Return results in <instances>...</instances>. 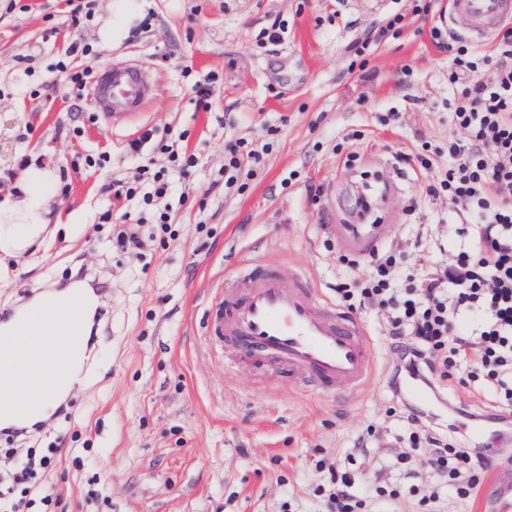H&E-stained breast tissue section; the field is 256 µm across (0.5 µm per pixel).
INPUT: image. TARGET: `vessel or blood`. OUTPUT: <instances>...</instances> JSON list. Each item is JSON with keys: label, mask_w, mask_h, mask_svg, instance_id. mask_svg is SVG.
Returning a JSON list of instances; mask_svg holds the SVG:
<instances>
[{"label": "vessel or blood", "mask_w": 512, "mask_h": 512, "mask_svg": "<svg viewBox=\"0 0 512 512\" xmlns=\"http://www.w3.org/2000/svg\"><path fill=\"white\" fill-rule=\"evenodd\" d=\"M512 19V0H452L448 23L472 39L490 38ZM152 95L151 73L143 65L97 68L90 101L108 124L138 118ZM331 230L341 245L356 253L373 250L382 240L380 224H335ZM302 270L293 265L249 267L230 288L208 301L204 329L213 339L229 337L239 355L253 364L277 362L317 390L343 383L349 396L365 390L374 369L364 326L344 317L333 304L317 298ZM34 317L29 310L0 312V384L15 385L33 368L23 355L25 332ZM39 336L48 349L66 348L79 354L85 336L82 319L53 320ZM46 405L41 394L16 403L0 402V425L21 426L38 419Z\"/></svg>", "instance_id": "1"}]
</instances>
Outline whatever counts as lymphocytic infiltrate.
I'll use <instances>...</instances> for the list:
<instances>
[{"label":"lymphocytic infiltrate","mask_w":512,"mask_h":512,"mask_svg":"<svg viewBox=\"0 0 512 512\" xmlns=\"http://www.w3.org/2000/svg\"><path fill=\"white\" fill-rule=\"evenodd\" d=\"M434 39L446 43L458 64L448 75L456 89L452 123L466 139L449 138L447 150L422 145L400 155L425 179L426 196L447 198L445 240L432 251L447 261L411 263L409 255L387 250L373 257L358 278L337 281L338 302L348 310L379 308L385 334L396 355L389 391L410 429L409 444H427L429 468L442 477L458 471L478 487L488 459L448 442L408 401L407 380L445 392L449 378L494 401L490 423L512 432V28L501 29L490 52L476 51L460 35L437 25ZM94 53L73 38L56 64L73 111H81L95 78ZM168 156V166L149 172V192L116 179L101 187L114 200L170 194L174 172L196 167L195 154L174 150L145 131L128 144L141 154L145 145Z\"/></svg>","instance_id":"f902f5d3"}]
</instances>
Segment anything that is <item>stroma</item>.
Here are the masks:
<instances>
[{
  "mask_svg": "<svg viewBox=\"0 0 512 512\" xmlns=\"http://www.w3.org/2000/svg\"><path fill=\"white\" fill-rule=\"evenodd\" d=\"M24 2L11 11L0 0V177L25 156L54 172L56 192L42 244L0 273V309L67 281L79 261L107 288L98 342L68 392L69 419L17 449L0 442V480L27 449L61 437L68 447L32 483L13 486L11 502H28V512H44L46 495L56 512H324L325 469L334 466L349 472L365 512H490L495 499L512 512V477L484 475L461 495L428 469L423 446L410 470L392 468L405 426L386 390L395 355L376 315L360 317L375 372L354 401L312 390L281 365L239 361L231 347L212 348L203 329L208 297L245 263L301 264L335 301L343 248L323 225L354 223L350 199L378 174L390 180L376 202L384 246L415 253L422 237L446 233L407 213L423 183L393 163L397 152L444 146L455 133L454 61L432 40L431 18L380 42L363 82L348 69L356 49L409 0H143L117 43L107 34L112 0H93L77 26L66 0ZM276 21L288 28L284 42L261 44ZM72 34L93 47L96 65L149 67L152 98L133 127L70 111L55 65ZM188 63L194 74L217 73L213 111L196 109ZM391 111L401 113L399 126L376 123ZM148 128L171 144L188 131L199 164L175 178V194L188 197L176 239L118 252L112 225L99 219L108 207L101 186L166 165L165 154L127 150ZM351 130L366 136L347 168L341 141ZM241 138L268 152L245 189L226 194L224 152ZM98 150L110 153L109 169L77 165Z\"/></svg>",
  "mask_w": 512,
  "mask_h": 512,
  "instance_id": "1",
  "label": "stroma"
}]
</instances>
